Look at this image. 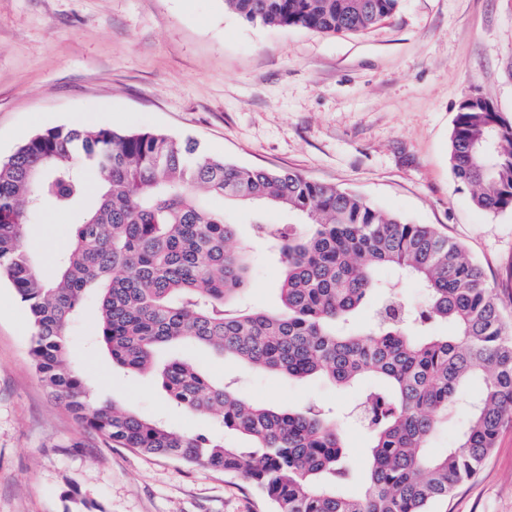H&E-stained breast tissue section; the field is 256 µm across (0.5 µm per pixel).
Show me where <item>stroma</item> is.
<instances>
[{
    "instance_id": "1",
    "label": "stroma",
    "mask_w": 512,
    "mask_h": 512,
    "mask_svg": "<svg viewBox=\"0 0 512 512\" xmlns=\"http://www.w3.org/2000/svg\"><path fill=\"white\" fill-rule=\"evenodd\" d=\"M469 93L512 122V0H401L391 17L345 35L250 23L224 0H0V160L40 131L82 124L158 130L241 166L296 171L436 225L483 268L512 321V210L477 208L448 162ZM229 214L251 254L243 301L275 309L282 268L253 244L252 210ZM73 224V211L51 207L28 224L45 276ZM96 306L88 295L69 346L91 397L189 434L213 431L210 417L93 346ZM32 340L27 308L1 278L0 512H272L243 477L107 447L41 381ZM187 354L262 404L350 412L360 399L320 379ZM434 512H512V422Z\"/></svg>"
}]
</instances>
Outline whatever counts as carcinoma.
I'll return each instance as SVG.
<instances>
[{
	"label": "carcinoma",
	"instance_id": "obj_1",
	"mask_svg": "<svg viewBox=\"0 0 512 512\" xmlns=\"http://www.w3.org/2000/svg\"><path fill=\"white\" fill-rule=\"evenodd\" d=\"M400 0H225L249 22L356 32L392 15ZM456 181L487 211L512 209V124L487 99L460 102L450 138ZM99 174L90 189L86 168ZM93 202L76 224L53 279L26 248L30 216L46 206ZM263 203L296 214L288 227L254 225L283 269L276 311L233 304L249 282L248 247L231 249L237 225L214 200ZM417 283L410 307L380 272ZM26 304L30 355L42 382L108 445L243 476L273 512H433L473 476L512 417V328L464 247L430 224L385 213L359 194L295 171L241 167L189 139L153 131L55 127L0 161V276ZM98 294L93 336L112 363L154 374L178 407L208 413L219 444L90 398L67 357L87 291ZM371 322L358 324L365 306ZM451 325L440 336L435 328ZM206 346L256 371L360 385L370 437L366 487L351 473L343 416L309 404L250 401L189 357L160 350ZM459 444L431 452L459 405Z\"/></svg>",
	"mask_w": 512,
	"mask_h": 512
}]
</instances>
